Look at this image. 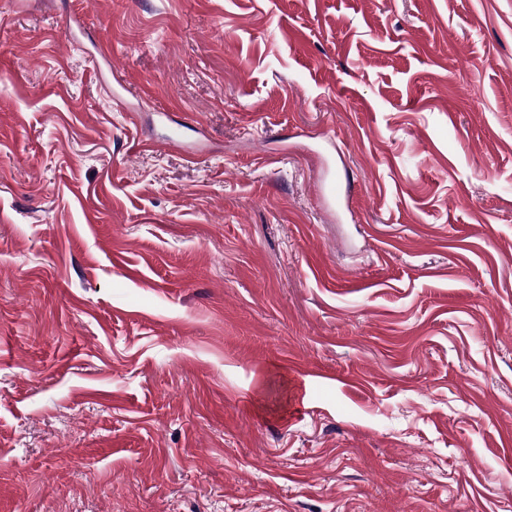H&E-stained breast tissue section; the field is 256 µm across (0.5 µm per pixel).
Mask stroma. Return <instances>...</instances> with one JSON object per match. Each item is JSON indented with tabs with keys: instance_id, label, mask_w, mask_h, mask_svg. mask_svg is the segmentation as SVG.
<instances>
[{
	"instance_id": "35a3bbf8",
	"label": "stroma",
	"mask_w": 512,
	"mask_h": 512,
	"mask_svg": "<svg viewBox=\"0 0 512 512\" xmlns=\"http://www.w3.org/2000/svg\"><path fill=\"white\" fill-rule=\"evenodd\" d=\"M0 512H512V0H0Z\"/></svg>"
}]
</instances>
